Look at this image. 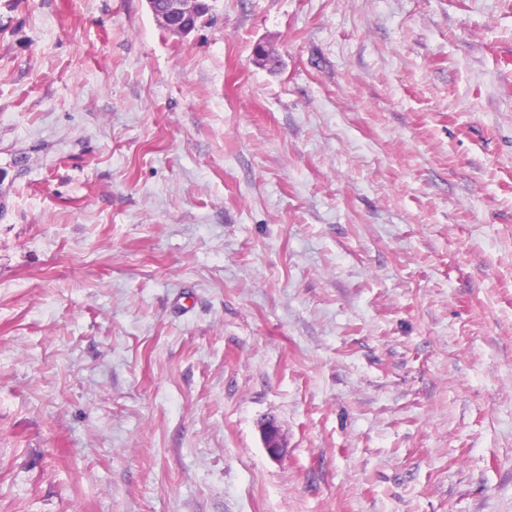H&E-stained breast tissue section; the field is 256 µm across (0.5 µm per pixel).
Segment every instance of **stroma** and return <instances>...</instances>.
<instances>
[{"instance_id": "1", "label": "stroma", "mask_w": 512, "mask_h": 512, "mask_svg": "<svg viewBox=\"0 0 512 512\" xmlns=\"http://www.w3.org/2000/svg\"><path fill=\"white\" fill-rule=\"evenodd\" d=\"M209 4L0 0V512H512V0ZM153 15L162 27L185 34L194 29V22L181 12L176 0H146ZM263 446L272 460H279L287 451V444L274 420H266L260 427Z\"/></svg>"}]
</instances>
